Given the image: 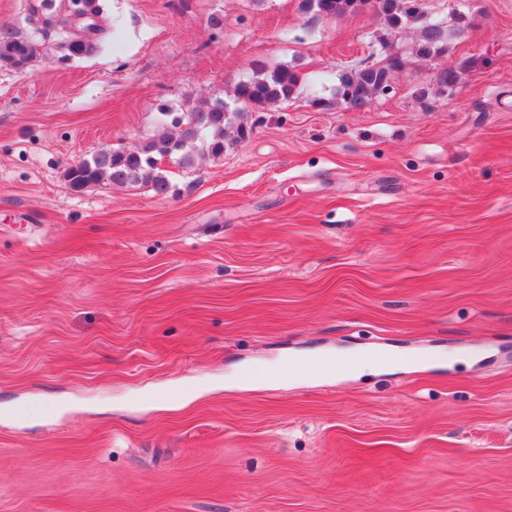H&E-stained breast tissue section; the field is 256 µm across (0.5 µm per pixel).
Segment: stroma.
Wrapping results in <instances>:
<instances>
[{"label": "stroma", "instance_id": "1", "mask_svg": "<svg viewBox=\"0 0 512 512\" xmlns=\"http://www.w3.org/2000/svg\"><path fill=\"white\" fill-rule=\"evenodd\" d=\"M99 2L120 40L67 59L74 0H0L43 36L0 64V512H512V0H421L475 22L432 58L372 11ZM389 53L349 109L340 75ZM259 64L297 94L242 106L223 157L159 158L169 195L70 187ZM391 348L404 367L290 371ZM403 65V58L397 54H390L383 62L363 65L356 72L341 77L337 94L341 95L349 108L362 110L387 90L393 74Z\"/></svg>", "mask_w": 512, "mask_h": 512}]
</instances>
